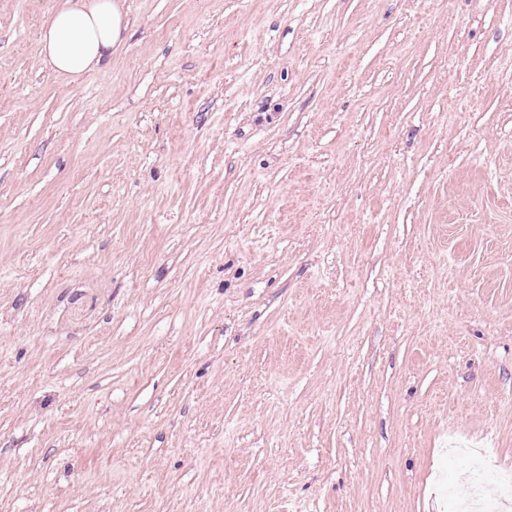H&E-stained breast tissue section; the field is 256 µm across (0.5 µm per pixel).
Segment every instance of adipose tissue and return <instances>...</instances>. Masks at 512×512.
<instances>
[{
    "label": "adipose tissue",
    "mask_w": 512,
    "mask_h": 512,
    "mask_svg": "<svg viewBox=\"0 0 512 512\" xmlns=\"http://www.w3.org/2000/svg\"><path fill=\"white\" fill-rule=\"evenodd\" d=\"M130 27L121 0H54L46 15L42 53L52 66L79 81L112 62Z\"/></svg>",
    "instance_id": "ef3b65f1"
}]
</instances>
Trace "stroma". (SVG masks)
<instances>
[{
	"mask_svg": "<svg viewBox=\"0 0 512 512\" xmlns=\"http://www.w3.org/2000/svg\"><path fill=\"white\" fill-rule=\"evenodd\" d=\"M0 0V512H448L512 476V0ZM42 35V54L73 81L108 66L130 28L121 0H53Z\"/></svg>",
	"mask_w": 512,
	"mask_h": 512,
	"instance_id": "35a3bbf8",
	"label": "stroma"
}]
</instances>
